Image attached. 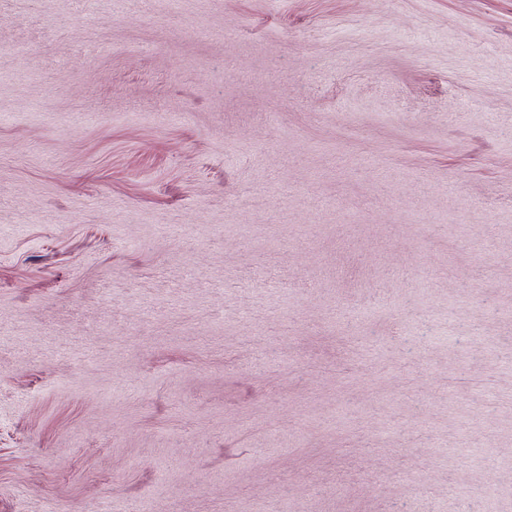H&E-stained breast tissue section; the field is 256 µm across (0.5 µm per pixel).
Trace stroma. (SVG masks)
Returning a JSON list of instances; mask_svg holds the SVG:
<instances>
[{"mask_svg": "<svg viewBox=\"0 0 512 512\" xmlns=\"http://www.w3.org/2000/svg\"><path fill=\"white\" fill-rule=\"evenodd\" d=\"M512 512V0H0V512Z\"/></svg>", "mask_w": 512, "mask_h": 512, "instance_id": "1", "label": "stroma"}]
</instances>
